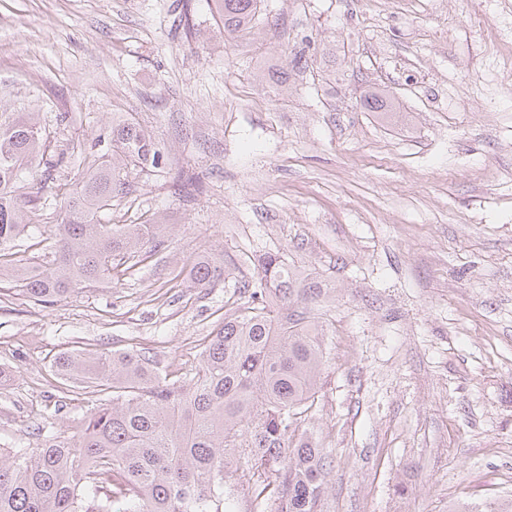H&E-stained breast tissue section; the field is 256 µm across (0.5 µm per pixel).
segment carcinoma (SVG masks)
<instances>
[{"instance_id": "cac0c4a2", "label": "carcinoma", "mask_w": 512, "mask_h": 512, "mask_svg": "<svg viewBox=\"0 0 512 512\" xmlns=\"http://www.w3.org/2000/svg\"><path fill=\"white\" fill-rule=\"evenodd\" d=\"M224 32L253 24L260 0H214ZM373 112L393 113L389 96L368 93ZM84 156L87 172L71 190L59 188L66 220L55 225L54 259L29 268H0V285L40 302L76 296L112 279L125 258L156 242L162 224H100L97 213L127 193L130 176L157 167L154 137L129 119L112 121ZM41 127L30 112L0 122V247L30 228L20 175L37 167ZM259 277L236 283L246 302L204 342L197 370L177 380L130 351L96 357L62 354L55 371L74 387L112 393L68 433H48L39 448L0 455V512H224L230 448H246L284 490L278 512H315L323 491L322 450L302 428L318 393L322 342L307 307L330 287L303 276L277 253L259 261ZM224 260L203 256L190 272L206 286L227 278Z\"/></svg>"}]
</instances>
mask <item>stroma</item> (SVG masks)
<instances>
[{
    "instance_id": "35a3bbf8",
    "label": "stroma",
    "mask_w": 512,
    "mask_h": 512,
    "mask_svg": "<svg viewBox=\"0 0 512 512\" xmlns=\"http://www.w3.org/2000/svg\"><path fill=\"white\" fill-rule=\"evenodd\" d=\"M510 53L512 0H263L231 37L213 0H0V103L40 115L53 166L37 179H79L80 148L131 119L159 165L97 220L165 225L71 299L0 290V452L99 404L52 372L59 353L195 371L240 304L235 280L279 253L332 285L310 305L325 348L305 422L328 461L316 512L512 496ZM375 88L394 116L363 106ZM63 216L38 193L13 262L52 260ZM203 255L233 278L195 287ZM227 460V512H278L268 469L237 448Z\"/></svg>"
}]
</instances>
